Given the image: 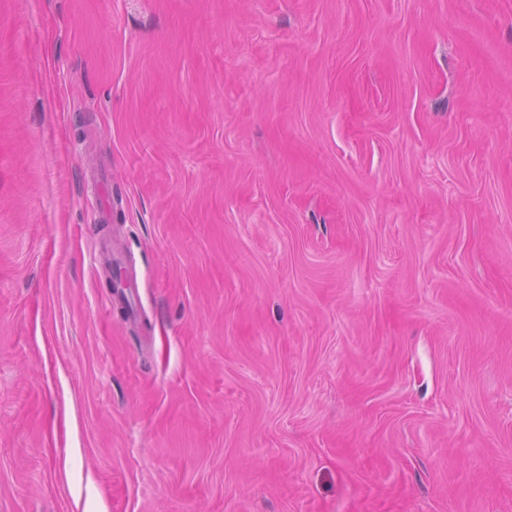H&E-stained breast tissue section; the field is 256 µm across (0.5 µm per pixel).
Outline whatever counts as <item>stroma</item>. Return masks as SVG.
Listing matches in <instances>:
<instances>
[{"label":"stroma","mask_w":512,"mask_h":512,"mask_svg":"<svg viewBox=\"0 0 512 512\" xmlns=\"http://www.w3.org/2000/svg\"><path fill=\"white\" fill-rule=\"evenodd\" d=\"M0 512H512V0H0Z\"/></svg>","instance_id":"1"}]
</instances>
